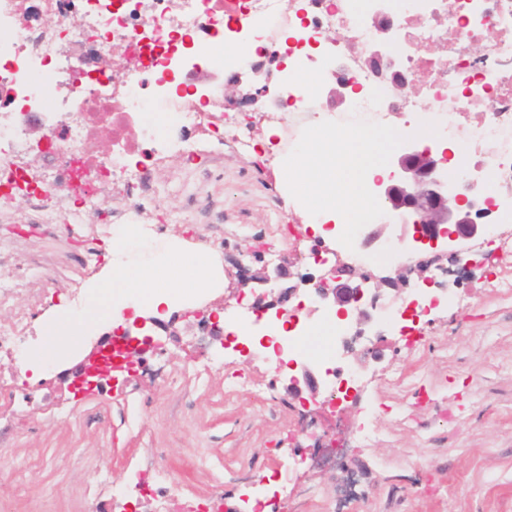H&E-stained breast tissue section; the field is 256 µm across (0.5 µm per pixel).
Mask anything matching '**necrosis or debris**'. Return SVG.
<instances>
[{
  "instance_id": "necrosis-or-debris-1",
  "label": "necrosis or debris",
  "mask_w": 512,
  "mask_h": 512,
  "mask_svg": "<svg viewBox=\"0 0 512 512\" xmlns=\"http://www.w3.org/2000/svg\"><path fill=\"white\" fill-rule=\"evenodd\" d=\"M378 10L393 23L388 54L406 82L398 99L368 61ZM216 41L224 55L210 52ZM277 54L288 63L283 101L264 113L270 126L293 130L328 83L346 80L348 125L429 114L470 150L495 146L475 173L492 188L476 202L512 216V197L501 196L512 193V0H0V92L19 99L0 119V218L18 199L29 223L83 224L107 196V233L144 238L158 207L155 168L192 155L204 127L237 128L238 151L255 152L248 106L224 87L243 70L264 87ZM39 124L36 174L16 155Z\"/></svg>"
}]
</instances>
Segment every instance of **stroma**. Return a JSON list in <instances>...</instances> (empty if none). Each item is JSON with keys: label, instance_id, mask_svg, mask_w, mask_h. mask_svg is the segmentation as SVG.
Returning <instances> with one entry per match:
<instances>
[{"label": "stroma", "instance_id": "stroma-1", "mask_svg": "<svg viewBox=\"0 0 512 512\" xmlns=\"http://www.w3.org/2000/svg\"><path fill=\"white\" fill-rule=\"evenodd\" d=\"M238 135L227 127L201 136L192 156L159 171L158 183L179 192L153 215L157 240L220 255L223 290L198 308L178 307L168 329L145 325L166 354L144 350L141 368L109 388L79 390L62 374L89 351L92 333L113 331L111 322L84 320L93 286L112 269V237L100 230L108 201L84 225L0 223V251L16 256L0 281L24 286L13 307H0V328L26 312L22 352L33 364L14 382L0 357V512H156L136 485L157 467L195 502L223 501V512H251L270 490L288 512H512V290L500 286L512 267L492 261L499 241L512 242V222L495 212L476 236L435 245L416 242L412 226L388 227L373 273L394 275L391 245L412 244V259L440 256L433 276L448 301L406 338L396 325H366V335L383 337L379 354L367 357L356 399L339 411L324 388L289 395L288 372L273 373L264 349L199 335L202 315L220 310L237 323L254 299L235 260L253 268L274 253L293 274L316 276L346 261L331 239L327 265L296 252L295 243H313L305 226L318 202L286 195L291 163L240 155ZM219 141L217 159L209 149ZM206 198L212 217L164 223L165 212ZM259 224L277 230L258 238ZM90 246L96 258L85 266ZM63 315L83 320L80 345L46 354L43 327ZM100 474L110 481L89 496ZM116 487L125 495H113Z\"/></svg>", "mask_w": 512, "mask_h": 512}]
</instances>
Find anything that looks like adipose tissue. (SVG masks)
Segmentation results:
<instances>
[{
    "instance_id": "ef3b65f1",
    "label": "adipose tissue",
    "mask_w": 512,
    "mask_h": 512,
    "mask_svg": "<svg viewBox=\"0 0 512 512\" xmlns=\"http://www.w3.org/2000/svg\"><path fill=\"white\" fill-rule=\"evenodd\" d=\"M385 142V137L371 128L321 137L314 145V153L298 162L296 181L330 199L346 222H353L367 206L374 178L388 175L380 158ZM126 251V246L113 244L112 274L93 291L92 313L116 324L123 320L124 301L140 300L149 309L157 310L184 283L201 289L211 278V265L200 256L166 247L162 250L165 263L137 264L127 261Z\"/></svg>"
}]
</instances>
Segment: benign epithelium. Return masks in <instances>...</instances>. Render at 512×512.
<instances>
[{"instance_id": "7a95c632", "label": "benign epithelium", "mask_w": 512, "mask_h": 512, "mask_svg": "<svg viewBox=\"0 0 512 512\" xmlns=\"http://www.w3.org/2000/svg\"><path fill=\"white\" fill-rule=\"evenodd\" d=\"M374 25L378 30V39L371 54L372 64L382 77H391L396 87L402 82L397 74H388L394 67V61L386 52V35L390 31V21L386 17L374 18ZM477 180L466 181L464 189H448V173L445 170V158L439 152H432L426 148L418 149L414 144L406 145L393 159V171L388 183L378 182L375 191L380 198L381 205L386 214L398 219L403 224H411L421 239L430 242L441 238L455 241L459 238L475 236L482 230L477 219L482 211L477 209L475 201L468 198V194L476 192ZM383 221L375 222L363 238V246L369 247L386 241ZM433 259H419L411 265L400 268L395 276L378 277L372 273L360 272L347 279L342 278L343 267H333L319 278L312 276H299L302 284L313 285L318 296L336 308L342 317L355 316L356 323L363 326L371 321V314L362 306L365 295L364 285L374 281L377 285H385L398 289L406 283L408 274L415 272L422 281L433 282L427 275ZM292 277L289 268L285 265L276 267L273 271L267 268L246 271L241 279L266 285L272 281L286 280ZM298 290V285H288L270 297L264 293L256 300V308L270 310L284 305ZM105 338H99L90 353L79 364L80 374L74 381L80 386L102 387L114 379L113 370L96 369L89 367L88 363L104 351ZM310 392L317 390V379L307 367L303 368L302 378L291 377L287 386L289 394L299 397L303 389Z\"/></svg>"}]
</instances>
